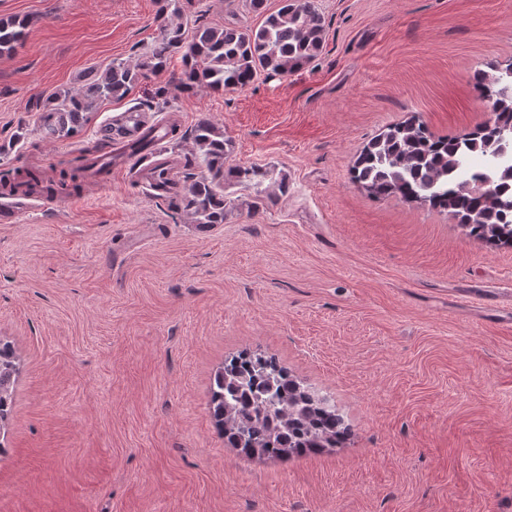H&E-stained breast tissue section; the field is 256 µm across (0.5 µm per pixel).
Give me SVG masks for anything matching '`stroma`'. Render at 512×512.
<instances>
[{
    "instance_id": "obj_1",
    "label": "stroma",
    "mask_w": 512,
    "mask_h": 512,
    "mask_svg": "<svg viewBox=\"0 0 512 512\" xmlns=\"http://www.w3.org/2000/svg\"><path fill=\"white\" fill-rule=\"evenodd\" d=\"M314 3L325 41L301 70L184 94L176 53L50 141L36 101L141 56L158 0H0L1 18L32 20L0 55V165H56L138 106L161 158L180 161L207 119L230 164L288 186L267 205L225 182L224 221L203 226L149 188L151 160L124 158L0 224V340L20 358L0 512H512V246L350 179L411 116L438 136L483 126L472 76L512 62V0ZM184 19L263 22L244 0H186ZM466 288L491 305L468 307ZM253 352L330 397L344 447L285 461L232 448L211 389Z\"/></svg>"
}]
</instances>
